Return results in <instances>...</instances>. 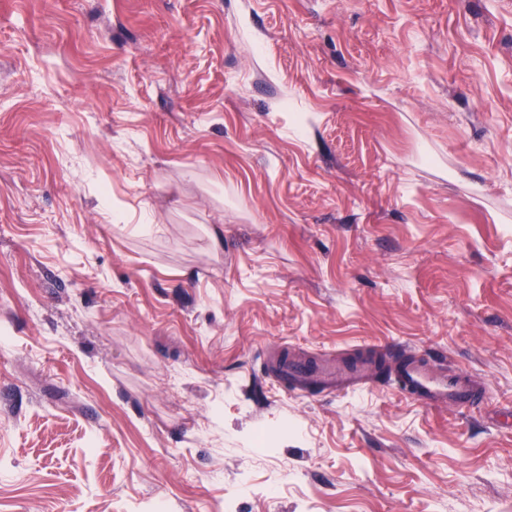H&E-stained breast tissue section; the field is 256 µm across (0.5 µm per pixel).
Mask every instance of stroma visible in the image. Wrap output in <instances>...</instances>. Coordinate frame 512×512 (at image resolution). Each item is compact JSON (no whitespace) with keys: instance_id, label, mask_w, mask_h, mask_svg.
I'll use <instances>...</instances> for the list:
<instances>
[{"instance_id":"stroma-1","label":"stroma","mask_w":512,"mask_h":512,"mask_svg":"<svg viewBox=\"0 0 512 512\" xmlns=\"http://www.w3.org/2000/svg\"><path fill=\"white\" fill-rule=\"evenodd\" d=\"M0 512H512V0H0ZM398 372L407 394L426 407L466 408L483 399L477 384L464 372L436 370L415 358L401 362ZM369 378L365 374V370H326L320 379L324 388L330 392L348 393L365 387Z\"/></svg>"}]
</instances>
